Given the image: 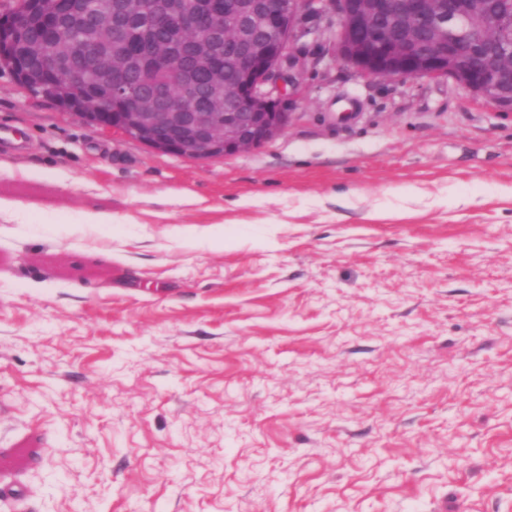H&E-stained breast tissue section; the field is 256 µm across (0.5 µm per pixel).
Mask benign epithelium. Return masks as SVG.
Instances as JSON below:
<instances>
[{"instance_id":"7a95c632","label":"benign epithelium","mask_w":512,"mask_h":512,"mask_svg":"<svg viewBox=\"0 0 512 512\" xmlns=\"http://www.w3.org/2000/svg\"><path fill=\"white\" fill-rule=\"evenodd\" d=\"M317 1L336 17V55L364 74L446 77L502 111L512 112V61L485 42H512V6L484 0H114L88 21L80 0H20L0 23V66L24 89L51 92L76 119L119 131L154 150L199 161L252 151L279 136L287 50L305 11ZM35 14L56 31L52 45L29 48L20 67L14 44ZM139 16L173 32L170 42L132 39L113 16ZM68 26L85 29L74 45ZM233 72L224 79V49ZM161 76L149 81L145 73ZM100 79L119 111L92 103L86 79Z\"/></svg>"}]
</instances>
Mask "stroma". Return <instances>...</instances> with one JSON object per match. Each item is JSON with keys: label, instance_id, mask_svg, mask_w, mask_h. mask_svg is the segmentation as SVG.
<instances>
[{"label": "stroma", "instance_id": "35a3bbf8", "mask_svg": "<svg viewBox=\"0 0 512 512\" xmlns=\"http://www.w3.org/2000/svg\"><path fill=\"white\" fill-rule=\"evenodd\" d=\"M335 39L202 162L0 68V512H512V112Z\"/></svg>", "mask_w": 512, "mask_h": 512}]
</instances>
